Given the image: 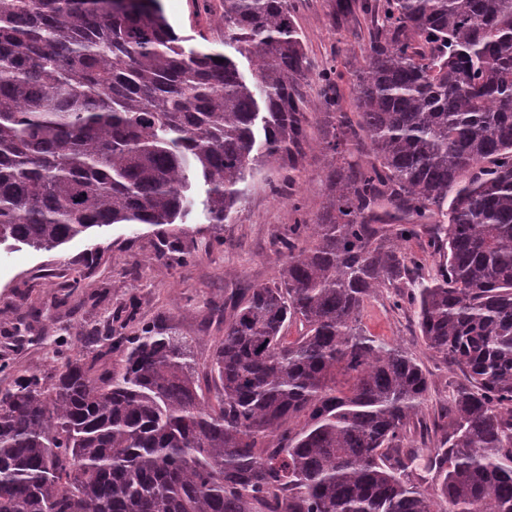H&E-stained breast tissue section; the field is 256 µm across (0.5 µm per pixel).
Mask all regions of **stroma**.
<instances>
[{"label": "stroma", "instance_id": "35a3bbf8", "mask_svg": "<svg viewBox=\"0 0 512 512\" xmlns=\"http://www.w3.org/2000/svg\"><path fill=\"white\" fill-rule=\"evenodd\" d=\"M346 14L337 0H294V16L313 71H344L342 51L351 33L367 35L370 17L362 0H348ZM178 35L194 47L224 48L220 18L224 0H161ZM310 146L292 174L285 194H274L266 168H258L245 186L232 223L207 224L197 187L195 205L183 219V254L163 253L153 228L133 231L122 224L92 229L52 251L19 245L0 247V308L10 318L0 324V389L17 375L54 372L64 357L85 354L83 337L114 328L133 336L145 325L172 329L203 355L224 335V298L271 283L283 259L280 240L290 225L311 220L327 203V159L320 146V124L312 122ZM77 287H70V280ZM392 289H382L364 305V328L381 340L407 348L433 374L424 406L427 421L437 420L459 372L432 356L409 311L393 308ZM137 302L134 320L115 314Z\"/></svg>", "mask_w": 512, "mask_h": 512}]
</instances>
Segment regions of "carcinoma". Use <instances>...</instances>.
I'll use <instances>...</instances> for the list:
<instances>
[{
	"label": "carcinoma",
	"mask_w": 512,
	"mask_h": 512,
	"mask_svg": "<svg viewBox=\"0 0 512 512\" xmlns=\"http://www.w3.org/2000/svg\"><path fill=\"white\" fill-rule=\"evenodd\" d=\"M97 2L0 0V245L128 224L179 251L193 183L231 222L260 163L298 168L319 108L329 202L276 281L224 300L202 361L110 328L0 389V512H512V0H375L355 124L331 73L300 91L293 0H224L222 53L185 48L159 0ZM423 237L433 277L404 255ZM394 283L462 374L433 448L431 373L361 326Z\"/></svg>",
	"instance_id": "cac0c4a2"
}]
</instances>
